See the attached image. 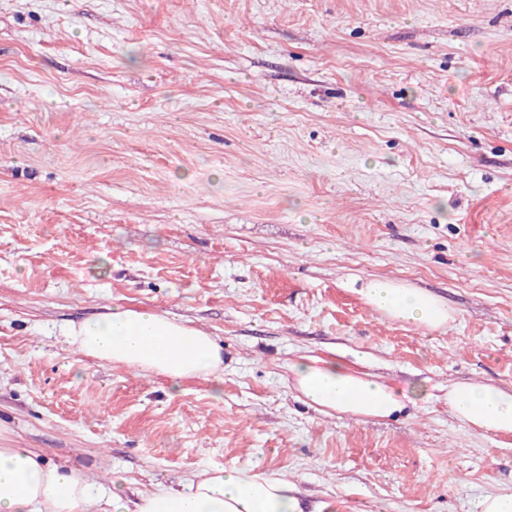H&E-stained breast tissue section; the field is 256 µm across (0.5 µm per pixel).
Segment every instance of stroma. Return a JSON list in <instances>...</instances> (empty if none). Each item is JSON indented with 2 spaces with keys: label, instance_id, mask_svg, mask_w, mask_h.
<instances>
[{
  "label": "stroma",
  "instance_id": "35a3bbf8",
  "mask_svg": "<svg viewBox=\"0 0 512 512\" xmlns=\"http://www.w3.org/2000/svg\"><path fill=\"white\" fill-rule=\"evenodd\" d=\"M443 298L428 331L359 294ZM115 305L213 336L201 378L99 364L68 325ZM425 400L324 414L299 355ZM512 389V0H0V448L126 488L219 466L306 512H479L512 437L448 411Z\"/></svg>",
  "mask_w": 512,
  "mask_h": 512
}]
</instances>
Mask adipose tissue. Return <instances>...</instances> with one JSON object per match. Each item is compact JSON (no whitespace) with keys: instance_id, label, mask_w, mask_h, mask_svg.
I'll return each instance as SVG.
<instances>
[{"instance_id":"obj_1","label":"adipose tissue","mask_w":512,"mask_h":512,"mask_svg":"<svg viewBox=\"0 0 512 512\" xmlns=\"http://www.w3.org/2000/svg\"><path fill=\"white\" fill-rule=\"evenodd\" d=\"M363 299L393 321L430 330L451 317L436 295L400 281L373 280ZM66 334L77 351L101 363L121 364L168 379L178 389L196 377L224 386V361L209 334L153 309L112 306L71 325ZM305 403L328 413L385 419L402 412L405 396L339 359L299 356L292 365ZM448 410L463 425L512 435V390L489 383H454ZM303 512L301 490L284 477L258 468L222 467L178 486L126 492L120 482L104 489L75 465L54 463L33 448H0V512Z\"/></svg>"}]
</instances>
